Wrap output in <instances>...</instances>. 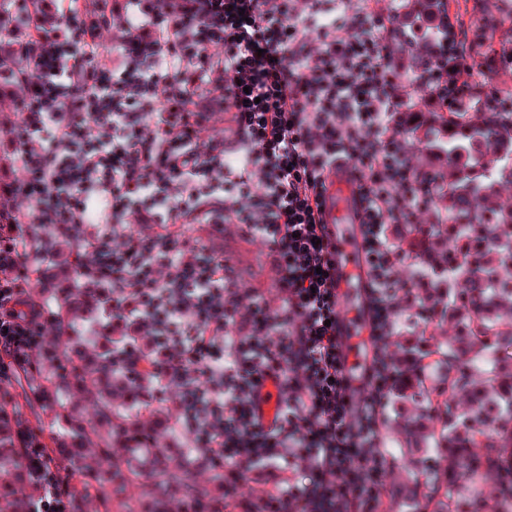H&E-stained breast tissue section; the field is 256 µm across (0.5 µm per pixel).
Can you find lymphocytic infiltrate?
Here are the masks:
<instances>
[{
	"mask_svg": "<svg viewBox=\"0 0 512 512\" xmlns=\"http://www.w3.org/2000/svg\"><path fill=\"white\" fill-rule=\"evenodd\" d=\"M108 11L112 46L90 42ZM50 42L17 76L11 162L22 172L0 213V362L25 363L50 318L69 256L102 303L79 328L112 339V374L157 408L171 448L210 465L209 512H437L428 493L448 429L464 430L458 381L469 351L432 330L478 301L452 283L472 269L467 236L512 250V226L458 224L441 203V155L415 161L425 91L454 113L474 68L467 24L444 0L406 29L373 0H59ZM356 185L367 288L363 373L352 409L336 342L337 292L325 220L337 169ZM263 241L271 288L247 284L224 235ZM434 423L418 435L404 403ZM424 448L409 490L388 486L393 444ZM23 512H64L40 481ZM262 492L243 497L245 483Z\"/></svg>",
	"mask_w": 512,
	"mask_h": 512,
	"instance_id": "lymphocytic-infiltrate-1",
	"label": "lymphocytic infiltrate"
}]
</instances>
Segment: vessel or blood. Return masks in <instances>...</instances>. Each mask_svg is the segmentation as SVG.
Listing matches in <instances>:
<instances>
[{"label":"vessel or blood","instance_id":"b4317fda","mask_svg":"<svg viewBox=\"0 0 512 512\" xmlns=\"http://www.w3.org/2000/svg\"><path fill=\"white\" fill-rule=\"evenodd\" d=\"M355 188L346 175L337 174L327 203V222L333 233L336 260V286L340 303L337 308V340L348 355L347 367L358 370L361 355L360 316L365 315L364 269L359 248L358 226L353 220Z\"/></svg>","mask_w":512,"mask_h":512}]
</instances>
